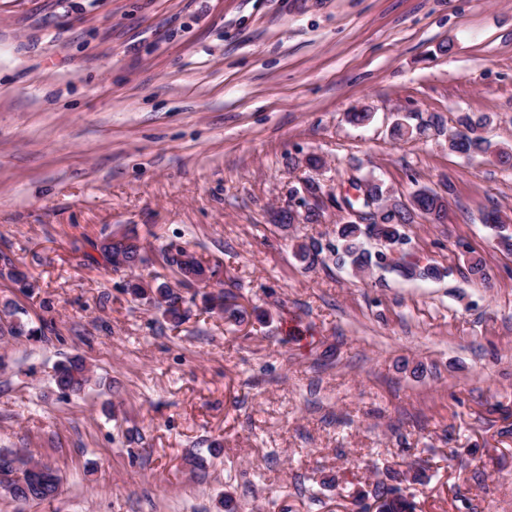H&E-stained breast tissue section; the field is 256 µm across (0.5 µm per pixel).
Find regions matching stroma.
Segmentation results:
<instances>
[{
	"instance_id": "obj_1",
	"label": "stroma",
	"mask_w": 512,
	"mask_h": 512,
	"mask_svg": "<svg viewBox=\"0 0 512 512\" xmlns=\"http://www.w3.org/2000/svg\"><path fill=\"white\" fill-rule=\"evenodd\" d=\"M465 113L512 149V0H0V306L42 332L0 340V448L61 477L0 512H366L390 470L425 472L416 512H512V253L483 222L512 167L449 151ZM372 176L447 196L405 230L447 277L296 260ZM309 179L321 223L270 224ZM119 228L159 281L168 244L216 266L243 321L198 303L170 329L94 250ZM73 355L81 395L53 382ZM54 383L62 394L85 393L93 384L91 367L81 356L70 357L56 365Z\"/></svg>"
}]
</instances>
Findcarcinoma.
<instances>
[{"label": "carcinoma", "mask_w": 512, "mask_h": 512, "mask_svg": "<svg viewBox=\"0 0 512 512\" xmlns=\"http://www.w3.org/2000/svg\"><path fill=\"white\" fill-rule=\"evenodd\" d=\"M458 123L465 132L457 138L448 140L449 151L468 156L486 154L501 164L512 163L511 150L492 147V144L479 133V130L491 123V116L465 114L459 117ZM385 193L384 184L376 180L366 181L361 208H356L355 201L349 198L344 199V205L348 210L361 213L362 219L369 221V225L363 229L360 223L352 218L342 222L337 232L336 244H324L314 237L303 238L294 245L297 259L309 268L316 265L319 259L328 257L353 270H364L374 263L391 266L402 276L411 279L429 280L444 276L445 270L436 265L420 266L413 262H392L386 257V250L407 244L403 228L414 223L416 218H425L434 211L443 214L445 196L431 189H418L406 201L392 198L384 207L371 210L373 201ZM321 217L320 207L310 204L303 198L299 210L291 207L281 208L273 213L272 221L286 228L296 222L318 224ZM484 221L490 228L499 230L500 246L511 252L512 234L508 233L509 217L494 208L486 213ZM365 233L383 241L384 250L373 254L366 249L361 240ZM94 249L107 265L113 268L121 266L124 271L130 273V294L136 299H146L161 306V316L172 329L178 328L187 320L186 304L195 301L196 296L186 297L181 288L193 285L205 289L202 299L208 310L226 314L235 320L242 317V311L224 305V298L228 297L224 289L216 292L206 291L217 270L185 247L170 244L160 249L166 266L177 275V284L174 288L165 282L148 280L138 273L140 268L149 263L150 257L143 241L131 228L110 231L94 244ZM465 254L469 274L476 279H486L484 260L472 255L470 250L465 251ZM54 383L63 394H82L92 387L91 367L81 356L70 357L56 365ZM399 481L401 473L392 470L387 472L386 478L373 484L369 494L374 500L376 512H415L414 503L395 486ZM58 487L59 477L56 471L49 468L45 472L37 473L31 465L30 456L11 448H0V493L12 498L20 495L29 503L44 502L56 495Z\"/></svg>", "instance_id": "carcinoma-1"}]
</instances>
